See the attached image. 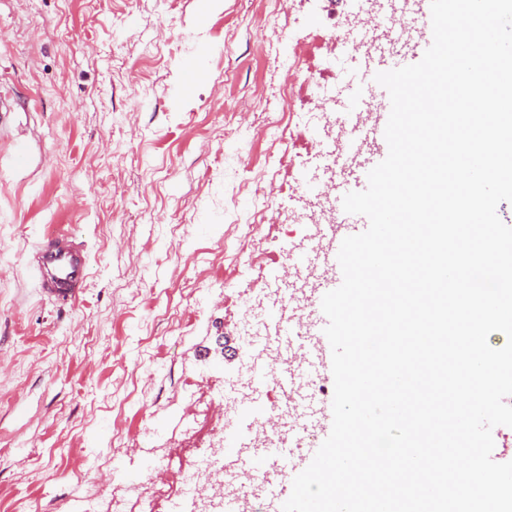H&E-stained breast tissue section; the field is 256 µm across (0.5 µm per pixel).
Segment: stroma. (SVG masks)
Masks as SVG:
<instances>
[{
    "instance_id": "35a3bbf8",
    "label": "stroma",
    "mask_w": 512,
    "mask_h": 512,
    "mask_svg": "<svg viewBox=\"0 0 512 512\" xmlns=\"http://www.w3.org/2000/svg\"><path fill=\"white\" fill-rule=\"evenodd\" d=\"M359 0H0V512H74L192 459L171 433L207 405L214 433L251 389L242 291L276 298L284 245L304 246L299 171L343 180L319 145L335 105L288 97L289 79L347 51ZM205 75L179 93L185 72ZM306 149L267 169L265 118ZM26 149L16 164V144ZM247 149L249 175L224 156ZM266 171L281 244L239 254L237 220ZM83 242L77 301L42 295L33 248L57 228Z\"/></svg>"
}]
</instances>
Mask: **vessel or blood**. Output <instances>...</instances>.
Listing matches in <instances>:
<instances>
[{
    "mask_svg": "<svg viewBox=\"0 0 512 512\" xmlns=\"http://www.w3.org/2000/svg\"><path fill=\"white\" fill-rule=\"evenodd\" d=\"M402 0H386L383 17L396 23L398 38L417 40L422 47H429L433 33L428 25L427 14H420L418 24H408L402 13ZM408 60L397 45H390L382 55L379 69L356 64L351 69L350 84L359 91L368 93L377 103L380 118L369 125H355L351 137L356 141H380L390 113V99L384 87L375 80L377 70H391L407 65ZM345 188H336L334 207L336 221L321 224L316 228L319 236L330 238L335 246L323 253L314 255L298 254L294 261L299 265L321 264L327 269L320 290L305 294L292 292L288 303L292 309L307 310L306 324L301 333H294L280 309L273 308L265 313L262 322L266 329V344L276 346L281 356L289 357V364L270 372L259 370L253 373L255 387L269 383L278 384L288 400L295 406L305 408L308 415L314 416L309 439L299 441L296 447L254 448L251 445V421L260 417L266 422L276 424L280 421L279 412L268 409L261 400L240 410L235 423L225 432V454L235 468L241 472L261 471L268 474L271 482L266 486L258 512H281L283 503L291 494L292 486L280 482L281 473L297 475L311 462L315 452L326 439V426L319 415L324 410L322 389L329 382L332 370L330 344L324 334L328 319L322 311L321 302L324 293L340 286L343 276L337 260L336 245L350 235L364 232L369 221L367 217L346 213L343 209ZM32 265L37 273L40 286L53 297L69 302L76 300L83 290L89 276L87 254L75 244L74 236L59 229L47 235L33 252Z\"/></svg>",
    "mask_w": 512,
    "mask_h": 512,
    "instance_id": "b4317fda",
    "label": "vessel or blood"
}]
</instances>
